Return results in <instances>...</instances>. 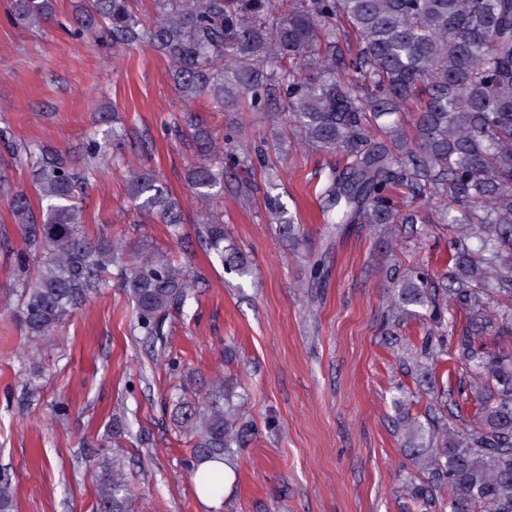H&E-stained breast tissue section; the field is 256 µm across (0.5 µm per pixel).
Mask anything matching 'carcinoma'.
I'll return each mask as SVG.
<instances>
[{"label":"carcinoma","mask_w":512,"mask_h":512,"mask_svg":"<svg viewBox=\"0 0 512 512\" xmlns=\"http://www.w3.org/2000/svg\"><path fill=\"white\" fill-rule=\"evenodd\" d=\"M158 21L144 22L134 0H86L77 31L90 30L114 45L153 48L168 63L187 103L205 96L222 112L248 104L281 101L292 131L306 147L340 152L346 164L329 176L319 197L328 223L375 224L390 233L398 224H419L418 207L433 209V221L457 225L451 242L449 281L437 288L413 268L390 276L389 312L398 324L417 309H429L443 329L422 351L429 363L415 371L435 375L439 357L450 355L465 370L457 398L429 409L428 419L407 425L403 438L423 481L409 493L419 512H512V356L492 352L480 334L512 336V0H152ZM15 23L40 27L53 17L52 0H11ZM352 32L358 49L346 56L341 38ZM421 97L413 113L414 135L402 127L405 104ZM200 160L187 182L202 201L224 188L228 154L253 167L252 152L232 135L219 145L211 131L186 119ZM380 129L376 140L372 131ZM8 142L9 160L30 169L39 202L0 178V199L22 226L26 249L20 263L38 259L21 283V316L28 334L48 336L65 315L82 306L105 282L123 253L91 247L79 233L81 197L97 157L87 147L79 171L64 155L41 144ZM128 194L147 215L166 224L182 220L177 202L150 173L132 172ZM279 234L295 243L301 225L275 205ZM199 238L224 269L249 273L244 257L224 244V217L201 216ZM122 287L139 327L163 339L170 309L189 295L184 271L149 248L127 269ZM208 407L182 412L196 438L199 460L222 461L245 427L224 407V391ZM477 403L473 419L461 403ZM100 512H130L126 480L112 467L98 486ZM0 512H14L9 479H0Z\"/></svg>","instance_id":"1"}]
</instances>
